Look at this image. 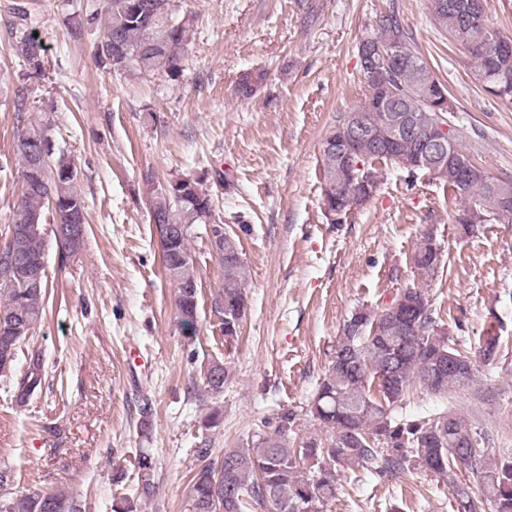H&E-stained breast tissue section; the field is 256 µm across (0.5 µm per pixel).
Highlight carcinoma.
Instances as JSON below:
<instances>
[{
	"label": "carcinoma",
	"instance_id": "carcinoma-1",
	"mask_svg": "<svg viewBox=\"0 0 512 512\" xmlns=\"http://www.w3.org/2000/svg\"><path fill=\"white\" fill-rule=\"evenodd\" d=\"M440 9H432L435 25L463 46L474 62L473 77L488 92L512 102V49L492 56L476 46L477 30L470 25L473 0H439ZM29 10L15 8L17 24L23 27L15 41L17 56L31 73L43 68L42 39L29 29ZM104 25L103 39L95 45L98 66L118 74H165L176 77L182 71L187 52L190 21L179 15L176 0H95L86 11V23ZM373 46L397 45L404 53L402 64L385 74L381 83H369L367 98L371 102L358 108L364 123L380 127L385 110L376 105L388 99L417 113L424 125L432 126L447 116L427 102L433 97H448L447 87L427 70L426 78L413 69L410 62H425L411 30L396 10L381 13L360 38ZM266 73L247 71L236 84L239 98L249 100L256 95ZM345 114H340L327 136L341 143L350 139ZM17 156L21 167L23 194L15 204L22 220L15 223L14 238L7 243L21 262L41 273L43 286L37 292L14 284L0 282V378L11 379L18 364L21 344L28 332L43 316L46 307L48 276L43 265L46 252L44 214L55 197L58 208L52 210L57 224H69L68 213L77 215L83 224L75 232L86 235L85 201L77 192V167L65 157L53 158L52 144L41 131L20 135ZM365 171L374 185L380 184L381 172L376 163L397 161L373 151L365 143L358 146ZM322 178L328 185L342 176L336 154L321 150ZM456 164L448 163V184L464 201L462 214L492 195V181L486 171L474 176L466 187H460ZM150 222L169 224L174 235L161 242L162 261L167 276L182 270L186 278L196 279L189 240L197 224H214L211 195L202 182L191 176L171 179L163 184L148 183ZM224 284L213 299V312L224 332V341L238 336L246 314L247 299L242 290L244 262H223ZM416 308L404 324V337L386 332L387 307L377 310L357 309L343 326L336 340L332 360L317 383L308 408L321 428L329 433L326 440L310 438L293 447L289 431L291 415L279 416L276 429L261 438L252 448H234L224 456L210 459L211 449L196 451L199 464L191 478L189 512H216L215 499L224 501L222 512H251L269 506V512H324L336 496V476L346 470L362 469L372 476L393 478L407 468H420L448 477L452 484L457 512H481L490 505L492 512H512V455L493 463L483 462L484 436L453 409L410 420H398L392 406L403 400L413 385L438 395L452 388H463L474 381L470 357L439 326L432 304L424 290ZM198 288H177L175 308L178 322L187 333L195 332L198 318ZM500 336L491 330L484 336L481 351L484 360L497 357ZM453 354L464 362L460 369L443 367L428 375L433 360ZM400 360L397 379H383L391 358ZM45 361L33 353L26 359L24 374L13 392L18 406H23L41 386ZM229 377L228 367L213 362L205 374V387L211 393L223 391ZM470 459L478 470L480 498L472 497L469 486L458 481L454 469L458 461ZM141 477V494L153 492V460L147 454L137 461ZM0 512H82V504L62 491H18L0 503Z\"/></svg>",
	"mask_w": 512,
	"mask_h": 512
}]
</instances>
